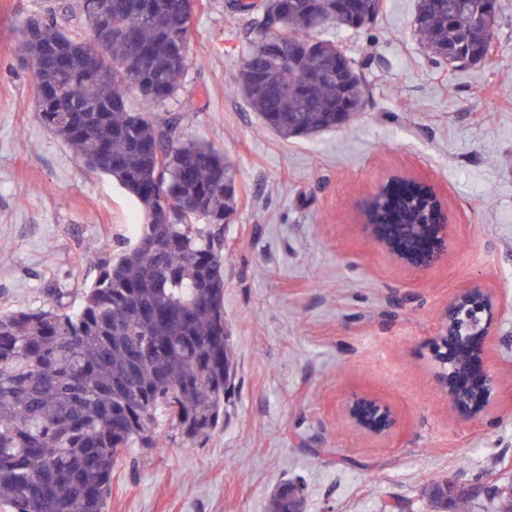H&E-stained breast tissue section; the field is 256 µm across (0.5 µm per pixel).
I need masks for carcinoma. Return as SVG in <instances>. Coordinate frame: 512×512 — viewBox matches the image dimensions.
<instances>
[{"label":"carcinoma","instance_id":"cac0c4a2","mask_svg":"<svg viewBox=\"0 0 512 512\" xmlns=\"http://www.w3.org/2000/svg\"><path fill=\"white\" fill-rule=\"evenodd\" d=\"M473 0H415L414 27L443 57L483 22ZM235 15L250 17L249 42L235 91L264 127L284 139L311 137L351 120L365 86L355 63L321 26L305 0H265ZM81 29L57 22L49 5L19 43L33 54L59 42L67 50L34 73L38 115L70 144L83 167L114 178L139 204L134 240L103 258L78 308L60 290L38 309L0 314V503L9 512H107L112 469L132 449L156 448L160 423L195 442L224 422L236 363L224 321V228L237 212L233 165L208 142L184 140L173 123L133 109L130 98L165 106L186 74L197 0H76ZM112 40L91 61L84 41L101 15ZM306 43L295 67L272 61L267 39ZM322 78L300 82L295 68ZM69 100L59 112L56 101ZM206 214L196 223L197 212ZM499 512H512V490L487 487ZM437 508L466 512L470 493L434 481ZM305 512L303 489L284 483L267 512Z\"/></svg>","mask_w":512,"mask_h":512}]
</instances>
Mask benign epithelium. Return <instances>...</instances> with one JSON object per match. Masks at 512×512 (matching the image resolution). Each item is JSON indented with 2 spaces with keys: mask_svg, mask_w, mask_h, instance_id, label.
I'll return each instance as SVG.
<instances>
[{
  "mask_svg": "<svg viewBox=\"0 0 512 512\" xmlns=\"http://www.w3.org/2000/svg\"><path fill=\"white\" fill-rule=\"evenodd\" d=\"M329 15L358 26L365 20L355 10V0H335ZM112 39V29L101 16L86 50L94 58L101 55ZM495 41L492 30L485 27L466 35L455 47L448 49V58L456 61H489ZM408 180L394 175L366 199L362 211V229L366 235L398 263L426 270L440 263L447 255L448 217L435 187L420 182L419 198L427 220L422 224H385L375 217V202L383 190ZM507 304L490 289L478 283L455 291L438 320L436 335L429 347L438 365V379L448 395L449 410L456 416L476 421H489L495 415L499 376L491 362L494 330L499 315ZM348 421L364 436L385 439L396 431L399 417L385 399L371 394H356L346 402Z\"/></svg>",
  "mask_w": 512,
  "mask_h": 512,
  "instance_id": "7a95c632",
  "label": "benign epithelium"
}]
</instances>
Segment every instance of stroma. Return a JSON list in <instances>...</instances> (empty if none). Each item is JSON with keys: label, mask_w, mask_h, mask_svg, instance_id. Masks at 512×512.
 <instances>
[{"label": "stroma", "mask_w": 512, "mask_h": 512, "mask_svg": "<svg viewBox=\"0 0 512 512\" xmlns=\"http://www.w3.org/2000/svg\"><path fill=\"white\" fill-rule=\"evenodd\" d=\"M498 57L435 64L414 32V0H384L361 30L327 27L367 90L351 124L308 139L263 128L231 88L248 21L199 0L177 101L137 107L231 160L239 207L224 229V318L236 357L225 424L191 443L164 432L112 476L108 512H265L301 481L307 512H435L428 483L512 484V0H500ZM46 0H0V312L37 308L51 288L71 306L99 257L129 240L141 209L110 176L79 165L40 121L16 30ZM195 110L182 114L183 101ZM432 182L448 254L420 272L363 233L359 208L393 175ZM478 282L508 302L491 357L501 370L493 423L455 418L428 341L457 289ZM400 415L389 440L363 436L355 394Z\"/></svg>", "instance_id": "stroma-1"}]
</instances>
